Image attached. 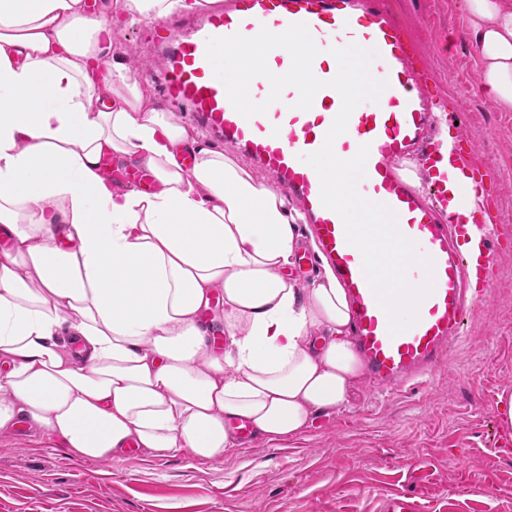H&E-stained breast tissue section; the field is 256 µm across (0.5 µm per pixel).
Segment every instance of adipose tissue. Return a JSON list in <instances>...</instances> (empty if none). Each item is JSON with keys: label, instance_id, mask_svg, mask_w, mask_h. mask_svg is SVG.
<instances>
[{"label": "adipose tissue", "instance_id": "ef3b65f1", "mask_svg": "<svg viewBox=\"0 0 512 512\" xmlns=\"http://www.w3.org/2000/svg\"><path fill=\"white\" fill-rule=\"evenodd\" d=\"M214 2L109 0L95 17L0 0V433L23 420L88 461L211 460L235 445L230 419L297 436L361 375L332 267L304 288L285 273L304 213L109 60L119 26ZM464 3L481 87L512 112V0ZM105 152L158 190L109 183ZM217 290L219 327L202 316Z\"/></svg>", "mask_w": 512, "mask_h": 512}]
</instances>
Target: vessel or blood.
<instances>
[{
  "label": "vessel or blood",
  "mask_w": 512,
  "mask_h": 512,
  "mask_svg": "<svg viewBox=\"0 0 512 512\" xmlns=\"http://www.w3.org/2000/svg\"><path fill=\"white\" fill-rule=\"evenodd\" d=\"M299 22L322 45L312 63L319 79H331L337 72L330 45L367 44L378 52V69L387 87L376 104L354 109L346 132L333 146L346 155L368 146L360 193L389 206L400 231L434 261V289L419 307L418 322L395 336L389 334L388 317L364 276L359 250L348 244L340 216L322 204L319 177L302 160L324 145L341 109L339 93L321 89L304 111L293 107L298 92L289 87L281 102L247 118L235 110L206 58L208 39L237 32L247 35L264 27L274 32ZM146 37L161 54L159 68L148 73L161 101L187 108L207 132L232 144L273 176L305 212L318 252L302 254L300 260L309 263L318 258L335 269L350 307L355 351L370 376L391 388L438 365L463 326L468 296L474 288L486 287L491 264V242H484L477 255L465 249L471 228H483L490 221L489 211L476 209L471 224H464L456 210L457 197L464 186L484 193L493 175L478 164L472 146L458 139L453 123L448 127L453 145L443 151L434 122L438 113L452 120L457 113L439 92L391 0H218L191 18L150 25ZM405 159L418 161L428 172L431 195L420 193L400 173L399 163ZM100 165L111 182H132L147 193L157 187L146 170L111 153H103Z\"/></svg>",
  "instance_id": "vessel-or-blood-1"
}]
</instances>
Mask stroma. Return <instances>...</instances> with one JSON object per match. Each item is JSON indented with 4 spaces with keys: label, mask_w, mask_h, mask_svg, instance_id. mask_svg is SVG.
<instances>
[{
    "label": "stroma",
    "mask_w": 512,
    "mask_h": 512,
    "mask_svg": "<svg viewBox=\"0 0 512 512\" xmlns=\"http://www.w3.org/2000/svg\"><path fill=\"white\" fill-rule=\"evenodd\" d=\"M460 134L491 170L495 223L512 225V112L482 91L463 0H393ZM512 243L491 259L482 302L447 358L404 388L362 378L347 403L299 436L221 459L138 453L79 459L37 432L0 433V512H383L404 493L423 512H512Z\"/></svg>",
    "instance_id": "stroma-1"
}]
</instances>
